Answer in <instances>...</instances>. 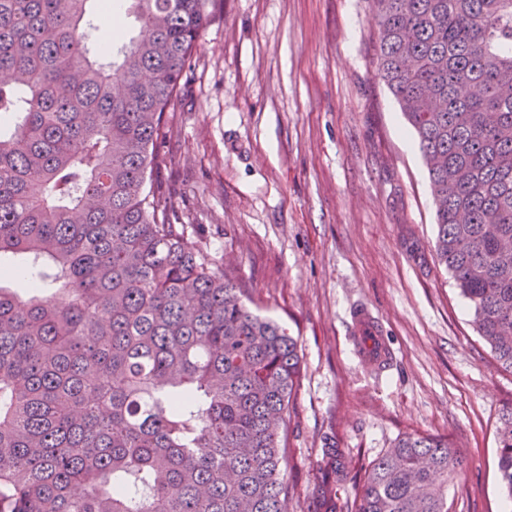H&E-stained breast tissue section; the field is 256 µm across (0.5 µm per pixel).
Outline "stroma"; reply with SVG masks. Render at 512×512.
Listing matches in <instances>:
<instances>
[{"label":"stroma","instance_id":"1","mask_svg":"<svg viewBox=\"0 0 512 512\" xmlns=\"http://www.w3.org/2000/svg\"><path fill=\"white\" fill-rule=\"evenodd\" d=\"M378 26L370 0H223L166 114L156 178L188 241L298 342L288 512L312 503L325 439L365 465L406 434L464 456L454 512H502L512 373L437 262L428 172L375 75ZM361 307L392 350L383 365L358 353ZM498 441L497 471L501 483L512 494V408L501 414Z\"/></svg>","mask_w":512,"mask_h":512}]
</instances>
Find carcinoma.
I'll return each instance as SVG.
<instances>
[{
  "label": "carcinoma",
  "instance_id": "1",
  "mask_svg": "<svg viewBox=\"0 0 512 512\" xmlns=\"http://www.w3.org/2000/svg\"><path fill=\"white\" fill-rule=\"evenodd\" d=\"M125 2L139 34L104 49L103 0H0V512H286L298 342L153 180L222 0ZM372 3L436 257L512 372V0ZM498 441L512 494V408ZM464 468L447 438L405 435L360 476L326 442L312 512H450Z\"/></svg>",
  "mask_w": 512,
  "mask_h": 512
}]
</instances>
